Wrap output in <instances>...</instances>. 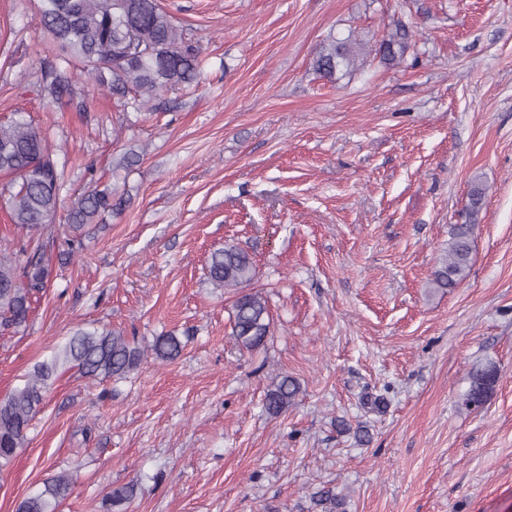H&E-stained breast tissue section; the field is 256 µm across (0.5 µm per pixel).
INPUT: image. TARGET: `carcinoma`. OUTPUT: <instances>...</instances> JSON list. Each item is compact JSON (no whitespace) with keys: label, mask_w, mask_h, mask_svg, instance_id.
Segmentation results:
<instances>
[{"label":"carcinoma","mask_w":512,"mask_h":512,"mask_svg":"<svg viewBox=\"0 0 512 512\" xmlns=\"http://www.w3.org/2000/svg\"><path fill=\"white\" fill-rule=\"evenodd\" d=\"M39 24L51 36L59 62L41 73V89L51 103L72 98L76 84L90 82L121 107L136 112L169 89L198 83L205 58L200 48L187 41L158 0H40ZM406 44L393 38L380 46L383 59L404 54ZM356 54L343 42H332L319 51L316 70L331 77L336 70L355 64ZM0 173L13 176L7 207L12 223L31 237L41 235L52 223L60 202L62 174L41 130L24 116L0 123ZM483 189L476 187L463 224H456L442 265L433 282L454 288L466 276L471 263L472 236ZM112 190L93 188L71 207L68 221L73 232L94 223L105 212L122 205ZM51 271L44 254L26 255V249L0 248V329L26 323L32 298L47 288ZM255 276L247 252L237 246L214 251L209 260L210 280L221 288H243ZM266 301L244 293L234 303L232 336L244 348L262 346L269 334ZM161 360H173L182 351L181 341L161 336L152 346ZM143 352L135 342L109 328L78 329L54 355L39 363L23 385L0 399V468L25 446L30 422L40 411L46 393L63 367H76L87 376L121 377L136 368ZM492 369L472 374L466 403L478 407L495 383ZM295 379L283 376L265 395L266 411L277 416L288 410L298 394ZM71 478L59 475L40 492L24 498L17 512H56L68 495Z\"/></svg>","instance_id":"cac0c4a2"}]
</instances>
